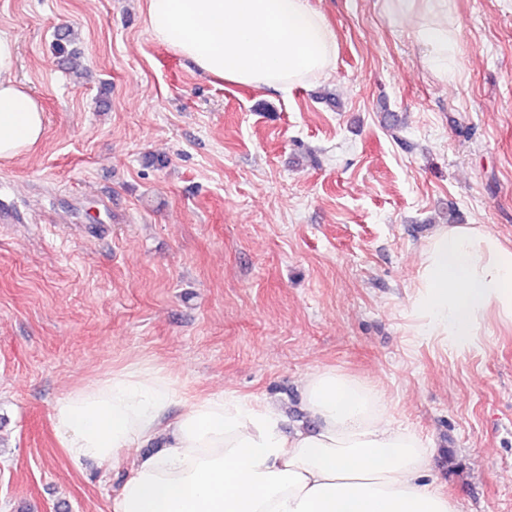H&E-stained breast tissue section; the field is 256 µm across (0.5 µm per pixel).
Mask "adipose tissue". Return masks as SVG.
Here are the masks:
<instances>
[{"mask_svg": "<svg viewBox=\"0 0 512 512\" xmlns=\"http://www.w3.org/2000/svg\"><path fill=\"white\" fill-rule=\"evenodd\" d=\"M389 3L394 22L416 21L429 62L449 71L459 27L448 0ZM146 23L156 42L230 84L285 89L336 59L335 36L308 0H146ZM16 64V41L0 31L1 161L45 133ZM412 288L417 332L469 350L488 316L512 326V248L473 224L438 225ZM302 384L314 425L289 433L277 405L234 394L195 398L171 416L175 378L136 361L68 391L52 422L75 462L114 463L121 449L159 442L133 460L113 512H456L429 479L425 444L390 420L374 383L322 368Z\"/></svg>", "mask_w": 512, "mask_h": 512, "instance_id": "adipose-tissue-1", "label": "adipose tissue"}]
</instances>
